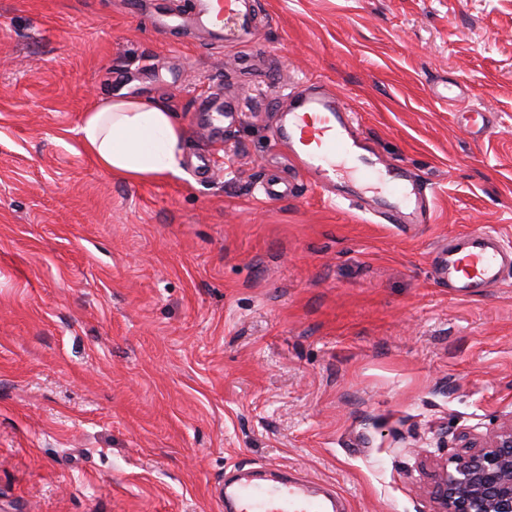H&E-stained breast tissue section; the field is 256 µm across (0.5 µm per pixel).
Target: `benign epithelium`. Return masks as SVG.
Returning <instances> with one entry per match:
<instances>
[{"label":"benign epithelium","mask_w":512,"mask_h":512,"mask_svg":"<svg viewBox=\"0 0 512 512\" xmlns=\"http://www.w3.org/2000/svg\"><path fill=\"white\" fill-rule=\"evenodd\" d=\"M462 454L436 481L433 512H512V421L461 436Z\"/></svg>","instance_id":"obj_1"}]
</instances>
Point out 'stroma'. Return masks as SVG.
Wrapping results in <instances>:
<instances>
[{"mask_svg": "<svg viewBox=\"0 0 512 512\" xmlns=\"http://www.w3.org/2000/svg\"><path fill=\"white\" fill-rule=\"evenodd\" d=\"M189 5L0 0V512H215L241 465L432 512L459 435L512 418V275L462 297L436 270L461 233L512 243V0H251L233 47L148 24ZM308 80L432 187L430 223L299 170L273 132ZM117 94L171 109L180 175L82 151ZM214 94L238 110L211 130ZM270 176L293 195L266 200Z\"/></svg>", "mask_w": 512, "mask_h": 512, "instance_id": "35a3bbf8", "label": "stroma"}]
</instances>
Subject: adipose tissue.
<instances>
[{"mask_svg": "<svg viewBox=\"0 0 512 512\" xmlns=\"http://www.w3.org/2000/svg\"><path fill=\"white\" fill-rule=\"evenodd\" d=\"M78 135L81 147L114 178L148 182L180 170L185 131L163 102L111 97L84 112Z\"/></svg>", "mask_w": 512, "mask_h": 512, "instance_id": "ef3b65f1", "label": "adipose tissue"}]
</instances>
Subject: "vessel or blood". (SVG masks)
<instances>
[{
  "mask_svg": "<svg viewBox=\"0 0 512 512\" xmlns=\"http://www.w3.org/2000/svg\"><path fill=\"white\" fill-rule=\"evenodd\" d=\"M188 24L221 42L247 36L252 28L240 0H194L188 15L162 14L152 20L164 31ZM277 137L323 192L354 198L386 224L430 223L426 185L415 182L403 165L385 162L365 148L361 132L333 93L306 88ZM509 273L512 245L486 229L459 236L444 250L440 266L441 277L462 296L495 287ZM213 502L218 512H347L335 489L288 470L266 478L255 468L236 469L216 489Z\"/></svg>",
  "mask_w": 512,
  "mask_h": 512,
  "instance_id": "vessel-or-blood-1",
  "label": "vessel or blood"
}]
</instances>
